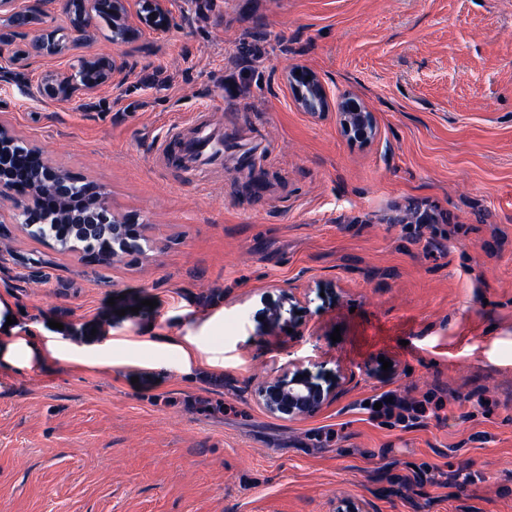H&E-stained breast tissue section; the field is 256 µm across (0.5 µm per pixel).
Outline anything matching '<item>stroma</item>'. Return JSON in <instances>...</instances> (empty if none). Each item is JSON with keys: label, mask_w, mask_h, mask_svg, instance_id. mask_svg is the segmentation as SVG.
<instances>
[{"label": "stroma", "mask_w": 512, "mask_h": 512, "mask_svg": "<svg viewBox=\"0 0 512 512\" xmlns=\"http://www.w3.org/2000/svg\"><path fill=\"white\" fill-rule=\"evenodd\" d=\"M64 3L16 0L45 13L22 38L0 24V125L97 185L141 249L86 264L0 200V298L33 338L117 341L108 371L0 363V512H512V0H163V32L126 0L131 41L94 26L10 62ZM94 55L106 83L44 93ZM296 67L377 136L305 110ZM203 107L254 169L156 162ZM161 335L214 365L138 345ZM287 371L335 398L269 414L257 385ZM385 391L435 404L405 428L364 408ZM336 109L344 132L355 133L356 137L367 142L377 135V124L373 112L350 95L336 99Z\"/></svg>", "instance_id": "stroma-1"}]
</instances>
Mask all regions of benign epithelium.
Here are the masks:
<instances>
[{
  "label": "benign epithelium",
  "mask_w": 512,
  "mask_h": 512,
  "mask_svg": "<svg viewBox=\"0 0 512 512\" xmlns=\"http://www.w3.org/2000/svg\"><path fill=\"white\" fill-rule=\"evenodd\" d=\"M294 80L307 85L314 98L327 101L325 89L317 76L307 70L293 75ZM336 109L344 131L356 134L367 142L377 135L374 113L349 95L336 99ZM0 197L15 200L18 216H23L29 201L20 188L0 180ZM336 390L323 389L312 384L301 372L284 373L260 384L257 390L258 402L270 414L288 417H311L335 395Z\"/></svg>",
  "instance_id": "7a95c632"
}]
</instances>
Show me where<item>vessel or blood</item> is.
I'll list each match as a JSON object with an SVG mask.
<instances>
[{
	"mask_svg": "<svg viewBox=\"0 0 512 512\" xmlns=\"http://www.w3.org/2000/svg\"><path fill=\"white\" fill-rule=\"evenodd\" d=\"M191 132L174 127L157 146L155 158L165 163L170 154H177L189 169L220 168L224 165L226 141L222 129L213 126L207 110L201 109L191 120Z\"/></svg>",
	"mask_w": 512,
	"mask_h": 512,
	"instance_id": "vessel-or-blood-1",
	"label": "vessel or blood"
}]
</instances>
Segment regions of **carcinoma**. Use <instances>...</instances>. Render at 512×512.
<instances>
[{
  "mask_svg": "<svg viewBox=\"0 0 512 512\" xmlns=\"http://www.w3.org/2000/svg\"><path fill=\"white\" fill-rule=\"evenodd\" d=\"M70 17L71 29L78 32L74 40H91L86 20L89 18L83 4H73ZM95 15L101 18L110 31L111 40H124L129 29L123 23L125 7L121 0H96L92 6ZM13 27H30L40 23L37 12L23 9L5 19ZM113 64L103 57L83 58L70 78L56 84L57 94L67 97V86L76 81L86 87L104 82L112 71ZM0 152L11 158L5 174L19 185L32 199V206L22 224L36 239H48L59 253L81 250L83 257L100 266L109 267L112 261L127 253V249H139L132 241L129 248L112 239V225L117 220L102 206L103 194L97 187L87 184L69 172L59 171L60 178L48 180L44 177L43 159L34 148L17 143L12 137L0 138Z\"/></svg>",
  "mask_w": 512,
  "mask_h": 512,
  "instance_id": "carcinoma-1",
  "label": "carcinoma"
}]
</instances>
